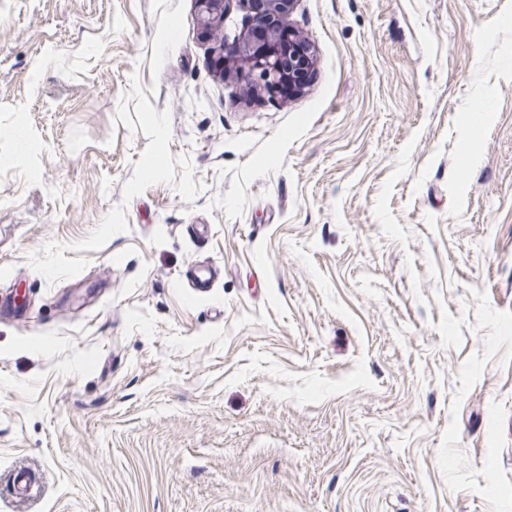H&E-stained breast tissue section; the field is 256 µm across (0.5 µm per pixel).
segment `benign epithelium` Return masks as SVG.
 <instances>
[{
	"mask_svg": "<svg viewBox=\"0 0 512 512\" xmlns=\"http://www.w3.org/2000/svg\"><path fill=\"white\" fill-rule=\"evenodd\" d=\"M232 0H194L198 21L205 36L224 25V16ZM251 20L249 30L256 28L262 33L263 44L246 40L242 46L245 60L250 62L248 70H238L239 79L249 85L253 75L269 89L279 87L286 78L298 77L295 85L288 89V95L297 96L310 84L315 70L313 46L306 40L294 50L280 46V34L289 14L298 0H237Z\"/></svg>",
	"mask_w": 512,
	"mask_h": 512,
	"instance_id": "obj_1",
	"label": "benign epithelium"
}]
</instances>
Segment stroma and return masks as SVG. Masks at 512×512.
<instances>
[{
	"mask_svg": "<svg viewBox=\"0 0 512 512\" xmlns=\"http://www.w3.org/2000/svg\"><path fill=\"white\" fill-rule=\"evenodd\" d=\"M242 17L0 0V512H512V0ZM198 21L205 37H211L214 31L224 25V16L230 2H239L251 20L250 34L255 28L262 33L263 44L246 40L242 46L245 60L251 65L247 71L238 70L239 79L246 85L253 82V75L268 89L279 87L287 78L298 76L296 85L288 89V96H298L310 84L315 70L313 46L305 39L294 51L280 47V34L289 14L298 0H193Z\"/></svg>",
	"mask_w": 512,
	"mask_h": 512,
	"instance_id": "35a3bbf8",
	"label": "stroma"
}]
</instances>
